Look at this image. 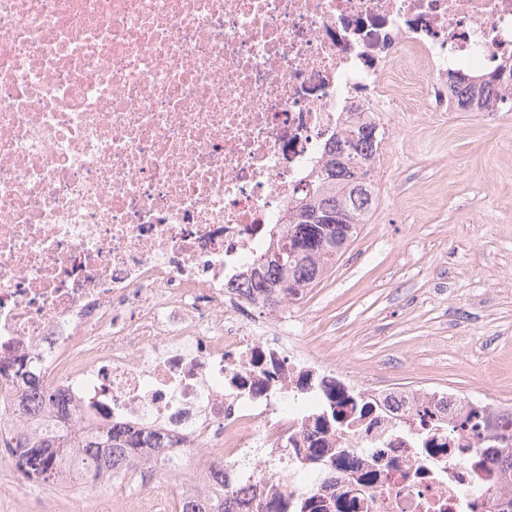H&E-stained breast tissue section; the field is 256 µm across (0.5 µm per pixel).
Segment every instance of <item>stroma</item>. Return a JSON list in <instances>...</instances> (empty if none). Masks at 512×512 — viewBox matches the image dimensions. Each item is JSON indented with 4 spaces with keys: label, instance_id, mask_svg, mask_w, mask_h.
I'll list each match as a JSON object with an SVG mask.
<instances>
[{
    "label": "stroma",
    "instance_id": "stroma-1",
    "mask_svg": "<svg viewBox=\"0 0 512 512\" xmlns=\"http://www.w3.org/2000/svg\"><path fill=\"white\" fill-rule=\"evenodd\" d=\"M370 179L357 239L306 296L323 354L376 382L512 402V112L397 113ZM122 486L85 493L83 512L148 508ZM40 491L0 461V512H43Z\"/></svg>",
    "mask_w": 512,
    "mask_h": 512
}]
</instances>
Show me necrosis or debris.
<instances>
[{
  "label": "necrosis or debris",
  "mask_w": 512,
  "mask_h": 512,
  "mask_svg": "<svg viewBox=\"0 0 512 512\" xmlns=\"http://www.w3.org/2000/svg\"><path fill=\"white\" fill-rule=\"evenodd\" d=\"M512 63V0H0V421L36 364L117 478L230 512H495L512 404L312 354L248 279L347 112ZM176 512H229L223 495H190L185 497Z\"/></svg>",
  "instance_id": "obj_1"
}]
</instances>
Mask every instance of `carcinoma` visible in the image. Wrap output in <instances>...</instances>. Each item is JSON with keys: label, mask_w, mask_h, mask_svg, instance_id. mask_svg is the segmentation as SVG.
Wrapping results in <instances>:
<instances>
[{"label": "carcinoma", "mask_w": 512, "mask_h": 512, "mask_svg": "<svg viewBox=\"0 0 512 512\" xmlns=\"http://www.w3.org/2000/svg\"><path fill=\"white\" fill-rule=\"evenodd\" d=\"M512 86V70L490 77L456 74L449 89L461 109L468 112H499L503 105L512 111V93L504 94V86ZM379 141L376 124L367 118L344 126L342 136L325 150V160L307 189L297 194L286 215L287 229L270 249L281 259L262 261V269L254 280V288L275 302L288 295L290 288L308 293L336 264L357 238L374 203L373 190L367 176L374 162L375 144ZM347 215L348 223H336V214ZM29 395L52 400L39 375L29 368L20 373ZM84 449L83 469L118 473L132 463L136 449L151 444V438L139 433L110 429L100 435L91 431L70 433L46 426L33 434H17L0 424V445L19 448L32 469L45 481H58L59 468L51 466L55 449L69 444ZM488 452L500 464L505 481L512 485V447L488 446ZM177 512H228L224 496L190 495Z\"/></svg>", "instance_id": "cac0c4a2"}]
</instances>
